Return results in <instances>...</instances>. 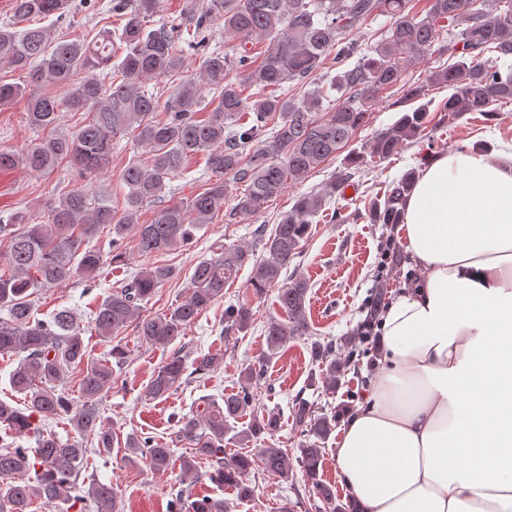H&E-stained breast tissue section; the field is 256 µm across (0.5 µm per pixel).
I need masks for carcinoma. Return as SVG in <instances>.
<instances>
[{"label":"carcinoma","instance_id":"1","mask_svg":"<svg viewBox=\"0 0 512 512\" xmlns=\"http://www.w3.org/2000/svg\"><path fill=\"white\" fill-rule=\"evenodd\" d=\"M429 2L420 16L413 12L411 0H188L180 22L169 28L154 24L163 0H112L108 9L112 23L101 25L88 40L59 38L49 27L32 26L36 20L75 11L73 0H12L14 22L0 26V64L27 74L33 83L62 85L68 91L62 99L30 96L27 122L48 134L21 153L1 150L0 172L19 166L42 172L66 162L86 176L109 163L116 139L129 132L149 149L151 159L147 164L132 161L124 169L126 207L121 211L83 188L50 205L42 224L0 210V223L13 227L8 239L0 241V310L7 311V317L0 318V355L20 357L10 382L24 400L22 408L0 400V426L11 434L32 433L36 438L34 448H14L0 441V512H30L37 502L57 512H71L82 502L76 492L91 449L75 437L64 441L40 432V422L68 418L77 434L98 436L100 453L114 444L99 410L117 380L112 364L90 359L85 329L71 311L59 310L47 320L35 317L33 298L40 289L88 281L104 266L124 262V239L130 233L142 256L187 244L197 226L209 223L224 208L228 176L244 186L233 209L242 215L261 212L287 184L304 182L325 160L342 154L365 126L375 102L402 85V103L416 106L376 132L368 146L371 158L380 162L390 158L429 123L431 102L425 100V87L405 82L410 61L435 52L448 55V65L433 71L431 81L451 90L436 107L450 117L492 113L512 103V71H501L488 57L490 53L512 56V0ZM380 15L389 17L390 25L369 55L350 34ZM217 22L240 41L235 54L210 49ZM256 37L269 40L260 58L248 48ZM186 48L199 51L202 85L183 75ZM356 55L360 59L354 67L326 78L328 88H315L298 99L282 92L288 82L315 78L327 61L339 66ZM79 72L85 73L84 79L75 83L73 77ZM232 72L241 80L231 81ZM165 79L178 82V92L159 118V97L145 90V84ZM247 87L258 88V96L245 95ZM329 89L340 92L343 99L325 108ZM23 92L20 84L0 80V108ZM206 108L207 117L199 118L198 112ZM64 109L86 112L90 119L71 133L58 134L55 126ZM200 153L211 173L205 188L185 203L163 207L150 223H139L142 204L164 196L167 181ZM363 160L359 153L346 154L342 168L322 190L297 195L272 231L258 229L253 245L224 246L199 261L190 275L189 293L152 317L142 315L143 304L174 271L162 265L144 268L96 307L91 318L94 331L115 342L131 327L141 342L170 345L224 298L226 284L248 263L253 293L263 295L279 284L300 254L309 219L332 198L344 195ZM417 177L418 170L410 169L388 185L368 207V220L403 223L405 203ZM105 229L112 234L108 247L90 244ZM309 288V281L295 274L278 289L281 318L265 329L268 354H276L295 337L310 335ZM252 316L246 303L229 307L224 313L225 332L246 330ZM338 346L347 348L349 342ZM338 346L316 342L311 348L322 382L330 389L336 388L344 367L336 355ZM111 357L116 364L123 363L121 343L112 346ZM223 362L220 353L203 354L190 371L184 357L175 352L154 372L147 392L153 399L165 398ZM260 375L255 366L244 368L237 392L224 396L221 404L207 402L182 416L176 432L177 440L188 445L179 458L184 478L195 482L201 463L206 462L205 475L230 489L233 498L195 497L181 489L172 495L169 512H235L254 498L248 476L256 467L288 480V454L282 448L268 446L231 456L224 452V437L230 432L245 448L279 426L278 414L260 411L254 403L250 385ZM69 377L80 394L78 406L64 388ZM243 416L250 417L249 426L234 431L233 422ZM292 419L307 437L298 463L312 493L331 512H345L336 504L335 488L320 478L323 445L336 428V418L316 415L308 401L300 400L292 408ZM125 448V461L130 464L142 462L156 472L173 465L172 449L163 442L130 437ZM88 497L96 512H117L112 485L94 481Z\"/></svg>","mask_w":512,"mask_h":512}]
</instances>
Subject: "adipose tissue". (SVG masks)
Segmentation results:
<instances>
[{
    "instance_id": "1",
    "label": "adipose tissue",
    "mask_w": 512,
    "mask_h": 512,
    "mask_svg": "<svg viewBox=\"0 0 512 512\" xmlns=\"http://www.w3.org/2000/svg\"><path fill=\"white\" fill-rule=\"evenodd\" d=\"M401 229L422 276L337 469L355 512H512V147L429 156Z\"/></svg>"
}]
</instances>
